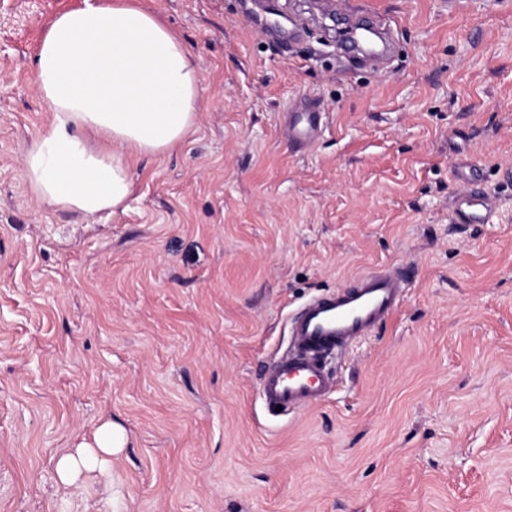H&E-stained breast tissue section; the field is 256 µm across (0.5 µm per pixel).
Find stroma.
Instances as JSON below:
<instances>
[{"mask_svg":"<svg viewBox=\"0 0 512 512\" xmlns=\"http://www.w3.org/2000/svg\"><path fill=\"white\" fill-rule=\"evenodd\" d=\"M79 2L0 0V512H108L55 469L108 419L126 512H512V5L141 0L194 54L199 120L87 219L22 176L36 52ZM469 184L494 223H454ZM385 266L403 299L334 390L268 411L295 312ZM294 115L289 126L292 137L300 142L309 144L317 130V112H291Z\"/></svg>","mask_w":512,"mask_h":512,"instance_id":"35a3bbf8","label":"stroma"}]
</instances>
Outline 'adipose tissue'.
Instances as JSON below:
<instances>
[{
    "label": "adipose tissue",
    "instance_id": "1",
    "mask_svg": "<svg viewBox=\"0 0 512 512\" xmlns=\"http://www.w3.org/2000/svg\"><path fill=\"white\" fill-rule=\"evenodd\" d=\"M34 77L51 118L26 146L22 173L52 210L125 208L131 158L174 150L197 124L202 85L192 50L139 0H83L57 15ZM127 444L123 426L103 423L92 443L58 458L59 483L110 477Z\"/></svg>",
    "mask_w": 512,
    "mask_h": 512
}]
</instances>
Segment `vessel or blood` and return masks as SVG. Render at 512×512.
I'll return each instance as SVG.
<instances>
[{"instance_id": "vessel-or-blood-1", "label": "vessel or blood", "mask_w": 512, "mask_h": 512, "mask_svg": "<svg viewBox=\"0 0 512 512\" xmlns=\"http://www.w3.org/2000/svg\"><path fill=\"white\" fill-rule=\"evenodd\" d=\"M316 127V113L298 112L289 130L296 141L307 144ZM454 211L468 224H489L494 217L489 196L481 188L458 194ZM404 286L403 269L393 267L360 275L347 289L302 306L291 321L293 351L259 377L258 392L267 409L291 411L317 403L331 392L334 381L326 369L327 359L382 323L398 307Z\"/></svg>"}]
</instances>
